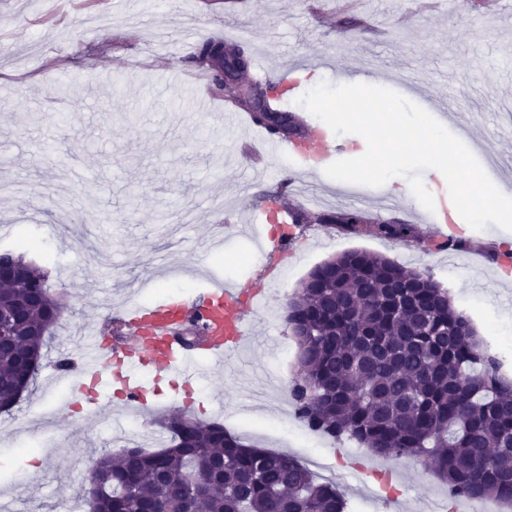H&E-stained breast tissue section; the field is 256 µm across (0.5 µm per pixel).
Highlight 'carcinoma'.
<instances>
[{
	"label": "carcinoma",
	"mask_w": 512,
	"mask_h": 512,
	"mask_svg": "<svg viewBox=\"0 0 512 512\" xmlns=\"http://www.w3.org/2000/svg\"><path fill=\"white\" fill-rule=\"evenodd\" d=\"M189 62L205 67L222 90L251 69L242 39L210 38ZM270 77L241 85L230 100L282 141L305 132ZM323 224L354 231L368 223L360 209L329 211ZM375 231L408 240L412 225L376 218ZM24 263L23 287L0 286V308L14 312L28 293L18 346L0 352V387L19 359L42 358L61 316L47 275ZM307 335L295 337L300 370L289 395L298 417L337 440H353L385 458L428 460L448 485V500L494 498L512 503V380L474 334L431 275L381 255L344 252L316 267L294 295ZM168 435L153 451L139 445L97 459L99 512H347L335 484L300 461L245 445L219 423L180 409L155 420Z\"/></svg>",
	"instance_id": "carcinoma-1"
}]
</instances>
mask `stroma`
Instances as JSON below:
<instances>
[{
    "label": "stroma",
    "instance_id": "obj_1",
    "mask_svg": "<svg viewBox=\"0 0 512 512\" xmlns=\"http://www.w3.org/2000/svg\"><path fill=\"white\" fill-rule=\"evenodd\" d=\"M407 0H366L360 30L337 28L336 0H0V184L18 183L19 195L0 193V240L23 238L21 251L47 269L48 284L65 308L43 350L27 396L0 415V512H57L66 502L82 512L87 479L103 453L134 440L162 447L156 419L180 407L183 391L160 384L157 405L142 414L136 432L126 411L105 405L99 419L85 418L74 400L72 375H59V357L78 358L80 329L105 321L107 305L124 283L154 279L136 292L148 304L174 291L194 289L211 277L244 281L282 267L284 294L256 316L259 338L247 344V367L216 371L199 384L193 418L218 422L244 444L302 458L315 452L335 473L349 512H430L448 489L425 462L374 456L348 440L309 430L280 387L298 365L297 347H285L288 296L324 260L364 250L430 274L512 378V281L498 278L493 258L495 225L467 229L463 248L432 250V232L418 201L395 207L415 237L403 242L370 225L346 232L315 223L337 209L381 212L388 186L366 187L362 197L345 182L308 175L270 157L269 170L251 172L228 142L250 138L248 129L224 121L223 93L201 101L184 81L193 48L219 30L245 35L254 59L270 74L297 68L287 95L290 108L315 83H358L366 69L381 72V87L411 84L432 99L447 100L454 124L470 130L486 155L512 174V17L489 0H435L400 15ZM223 174L214 182L209 172ZM316 184L322 202L296 194L308 214L296 224L297 253L288 263L254 256L255 233L271 236L261 208L276 183ZM225 224L222 252L206 250L208 227ZM167 244L171 271L157 269ZM67 262V278L51 267ZM223 392L224 406L211 398ZM40 469L29 475L31 458Z\"/></svg>",
    "mask_w": 512,
    "mask_h": 512
}]
</instances>
